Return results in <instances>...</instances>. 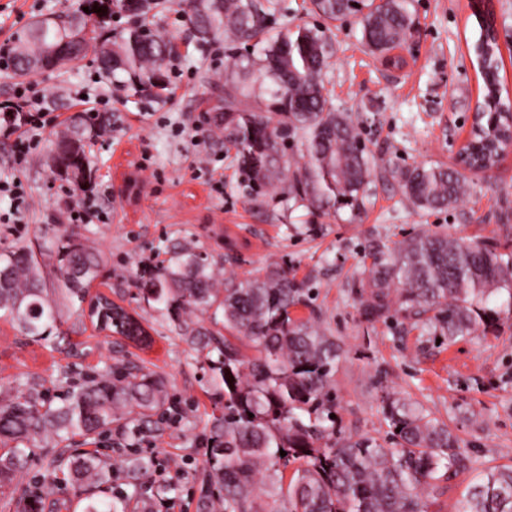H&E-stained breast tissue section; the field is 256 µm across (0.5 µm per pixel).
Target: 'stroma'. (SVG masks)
<instances>
[{
	"instance_id": "35a3bbf8",
	"label": "stroma",
	"mask_w": 512,
	"mask_h": 512,
	"mask_svg": "<svg viewBox=\"0 0 512 512\" xmlns=\"http://www.w3.org/2000/svg\"><path fill=\"white\" fill-rule=\"evenodd\" d=\"M79 0H0V45L34 17L77 8ZM501 36L499 78L512 93V0H491ZM416 32L385 64L362 41L359 17L336 22L335 52L325 86L336 109L365 131L375 163L365 207L309 214L287 209V184L261 201L245 192L227 134L210 137L213 108L224 97L232 51L223 35L197 42L186 15L170 6L155 27L175 37L179 56L170 65L172 94L153 100L105 84L90 60L67 71L25 79L0 71V106L18 90L42 94L40 125L20 143L0 132V181L20 179L26 208L18 224L4 223L12 209L0 196V251L23 244L42 250L71 207L90 221L80 232L102 255L89 296L125 306L152 338L143 346L99 330L87 313L57 304L60 336L31 342L0 317V399L33 380L58 397L60 376L94 375L138 365L161 375L176 412L134 427L119 421L110 433L76 447L105 455L112 468V498L120 512H198L204 435L218 399L212 373L192 345L178 336L157 305L137 296L136 275L166 260L173 247L206 252L226 277L242 278L277 263L309 288L297 316L313 318L341 348L333 376L342 436L386 442L388 425L380 396L389 391L416 400L457 435L473 460L470 469L427 491L429 512H456L464 489L487 468L512 465V300L500 296L495 333L448 343L402 317L377 322L361 315L358 285L367 280L376 253L411 236L445 233L454 238L495 239L512 254V150L493 178L466 173L467 192L457 205L431 214L417 208L390 168L416 164L456 167L467 141L482 79L472 45L479 35L471 0H414ZM112 115V128L88 144L93 189L82 193L52 177L48 153L57 134L85 108ZM149 459L134 470L132 457Z\"/></svg>"
}]
</instances>
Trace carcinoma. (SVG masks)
<instances>
[{
	"instance_id": "cac0c4a2",
	"label": "carcinoma",
	"mask_w": 512,
	"mask_h": 512,
	"mask_svg": "<svg viewBox=\"0 0 512 512\" xmlns=\"http://www.w3.org/2000/svg\"><path fill=\"white\" fill-rule=\"evenodd\" d=\"M324 21L312 27L276 26L288 17L276 0H179L200 41L222 32L228 44H254L259 53L232 56L227 69L224 113L216 130L232 129L230 144L258 198L279 181L287 160L281 140L301 134L306 160L295 165L285 202L312 213L349 209L364 203L372 157L361 128L336 110L322 77L334 42L329 24L361 15L365 44L397 66L390 52L413 35L411 0H311ZM98 6L102 12L86 13ZM148 0H80L65 20L52 21L69 39L52 67L93 54L102 78L144 98H160L170 84L168 65L178 54L175 40L153 31ZM129 14L136 26L127 35L104 36L98 30L114 14ZM480 29L473 52L485 93L474 141L505 136L512 130L503 113L512 106L502 98L495 20L475 15ZM49 32L29 24L0 55L3 67L17 76L44 70ZM269 82L257 106L249 105L255 83ZM106 128L100 114L76 116L54 144L53 173L86 192L94 173L86 143ZM473 169L497 164L485 148L468 153ZM419 208L444 211L464 194V176L437 165L390 170ZM57 253V291L70 303H83L96 280L100 255L78 230L61 226L46 256ZM45 263L17 246L0 252V316L15 323L33 342L49 338L63 315L45 288ZM218 271L189 245L171 251L165 264L139 274L140 295L161 306L172 329L205 355L214 373L216 395L224 400L213 416L206 439V467L199 512H428L424 490L431 482L470 469L471 460L448 425L416 402L387 393L383 414L391 429V447L377 440L341 436L336 429L332 378L340 348L309 320L292 314L304 289L282 266L270 265L240 280L217 286ZM365 319L376 322L390 312L455 341L495 330L499 313L490 307L502 291L512 298V261L492 242L421 234L373 258L367 281L360 283ZM91 317L102 330L140 342L150 340L138 319L106 297L97 298ZM209 315L212 329L191 319ZM169 396L164 381L145 367L133 373L116 366L88 376L54 403L40 385L0 402V508L42 512L53 473L67 464L78 491L60 504L62 512H117L105 495L112 481L108 462L97 454L62 458L43 456V479L13 499L16 474L40 448H56L82 436L93 439L129 420L142 425L164 410ZM287 455L280 456V451ZM457 512H512V465L491 469L468 489Z\"/></svg>"
}]
</instances>
